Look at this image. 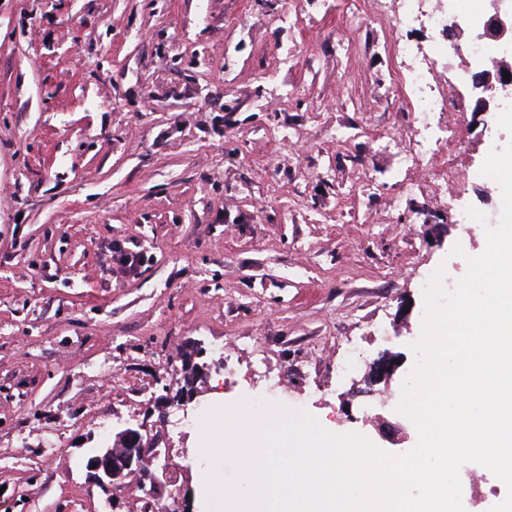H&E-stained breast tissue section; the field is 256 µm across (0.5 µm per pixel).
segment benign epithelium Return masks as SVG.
<instances>
[{
  "instance_id": "1",
  "label": "benign epithelium",
  "mask_w": 512,
  "mask_h": 512,
  "mask_svg": "<svg viewBox=\"0 0 512 512\" xmlns=\"http://www.w3.org/2000/svg\"><path fill=\"white\" fill-rule=\"evenodd\" d=\"M507 0H491L493 14L486 21L482 35L485 37H500L505 32L503 21V6ZM512 76V68H499L495 72L477 71L472 74L471 91H479L482 96L477 99L475 112L485 113L490 103L499 101L509 91H512V81L505 80L504 75ZM397 357L388 353L377 358L369 373L364 377L363 383L368 387L388 384V381L400 367L396 363ZM164 394L154 400V410L147 417L158 415V420L150 424L142 421L137 425L129 426L121 432L116 447L87 457L86 468L97 487L108 496V501L117 509L123 503V493L127 486V479L136 477L140 483L150 485V491L141 500L144 505L151 504V500L161 495L166 487L174 486L169 493L172 500V512H190L191 487L188 469L173 461L170 449L161 447L162 437L154 432L156 428L167 425L169 406L178 401L187 403L202 396V392L194 390L190 393L182 391L179 395H172V387H163Z\"/></svg>"
}]
</instances>
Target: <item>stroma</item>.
I'll return each mask as SVG.
<instances>
[{"label":"stroma","mask_w":512,"mask_h":512,"mask_svg":"<svg viewBox=\"0 0 512 512\" xmlns=\"http://www.w3.org/2000/svg\"><path fill=\"white\" fill-rule=\"evenodd\" d=\"M355 0H0V512H103L87 438L142 421L169 361L200 390L267 392L394 453L416 428L339 378L347 339L398 355L418 285L451 281L472 176L512 142L474 102L436 112L448 150L408 164L399 80L439 34ZM140 252L132 277L110 248ZM225 343L228 355L216 347Z\"/></svg>","instance_id":"obj_1"}]
</instances>
